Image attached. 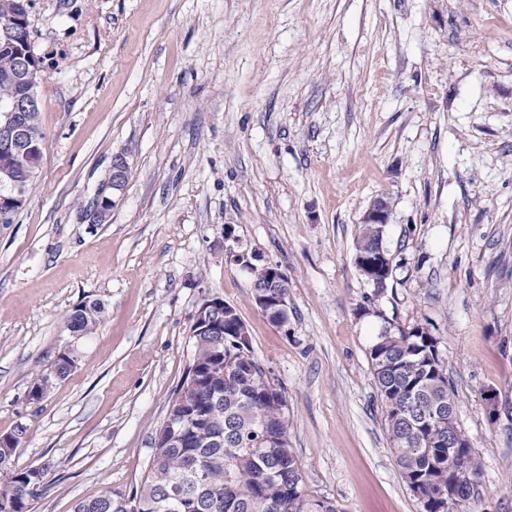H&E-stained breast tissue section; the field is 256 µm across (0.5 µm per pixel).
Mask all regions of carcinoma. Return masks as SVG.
Instances as JSON below:
<instances>
[{
	"label": "carcinoma",
	"mask_w": 512,
	"mask_h": 512,
	"mask_svg": "<svg viewBox=\"0 0 512 512\" xmlns=\"http://www.w3.org/2000/svg\"><path fill=\"white\" fill-rule=\"evenodd\" d=\"M17 56L0 48V114L21 93L13 74ZM105 307L98 301L76 307L67 317L70 332L95 333ZM191 365L220 367L224 374L203 382L197 407L207 416L189 444L175 437L167 448H153L146 478L133 498L142 512H337L326 500L305 494L301 462L288 442L287 401L255 358L249 336L190 337ZM440 341L416 325L384 331L369 350V360L384 411L385 427L402 478L421 487L422 512H453L479 495L482 464L471 446L448 447V409L456 407L455 389L439 351ZM77 359L68 347L59 351L49 373L30 386L33 401L44 400ZM24 427L15 441L0 446V512H30L45 488L47 468L15 466ZM460 471L475 480L441 508L448 476ZM112 494L74 503L72 512H115Z\"/></svg>",
	"instance_id": "1"
}]
</instances>
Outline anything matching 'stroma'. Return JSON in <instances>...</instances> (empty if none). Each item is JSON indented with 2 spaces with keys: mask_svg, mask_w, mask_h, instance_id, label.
<instances>
[{
  "mask_svg": "<svg viewBox=\"0 0 512 512\" xmlns=\"http://www.w3.org/2000/svg\"><path fill=\"white\" fill-rule=\"evenodd\" d=\"M28 21L45 144L0 226V435L24 426L16 465L48 469L31 512L140 488L207 296L285 397L310 498L420 512L369 348L422 324L483 465L455 512H512V0H30ZM118 153L130 178L88 223ZM378 196L379 295L353 246ZM255 255L288 276L287 326L254 301ZM69 344L76 367L30 401ZM105 307L98 301L84 303L76 307L67 317V327L75 336L82 338L95 333L98 326L103 322ZM78 338V339H79Z\"/></svg>",
  "mask_w": 512,
  "mask_h": 512,
  "instance_id": "stroma-1",
  "label": "stroma"
}]
</instances>
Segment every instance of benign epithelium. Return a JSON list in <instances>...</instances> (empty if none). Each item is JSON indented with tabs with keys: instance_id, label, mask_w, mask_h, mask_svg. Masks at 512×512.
Segmentation results:
<instances>
[{
	"instance_id": "obj_1",
	"label": "benign epithelium",
	"mask_w": 512,
	"mask_h": 512,
	"mask_svg": "<svg viewBox=\"0 0 512 512\" xmlns=\"http://www.w3.org/2000/svg\"><path fill=\"white\" fill-rule=\"evenodd\" d=\"M17 48L18 68L16 77L23 87L22 95L12 105L11 110L0 115V184L9 183V189L0 194V214L11 215L21 209L27 200L29 187L37 178L41 157L32 159V165L21 175L14 170L12 161L20 153H36L39 138L30 134L28 114L37 109L39 99L37 86L39 71L36 58L32 53L31 38L27 26L5 30L0 34V46ZM130 161L127 155L118 153L112 157V181L108 188L112 196L125 189ZM368 225L373 246L369 251L354 258L355 267L360 276L376 290L387 288V281L393 272V259L384 245V233L389 224V209L385 198H375L361 218ZM269 273L261 284L253 285V295L257 306L270 319L284 326L288 323V294L272 295L270 288H290L288 276L282 269L268 263ZM233 317V307L217 297L204 298L195 310L191 334L195 336H222L228 332L237 336L245 335V330L225 327ZM198 389L196 376L186 379L178 398V405L169 408L166 420L172 422L184 416L187 396Z\"/></svg>"
}]
</instances>
